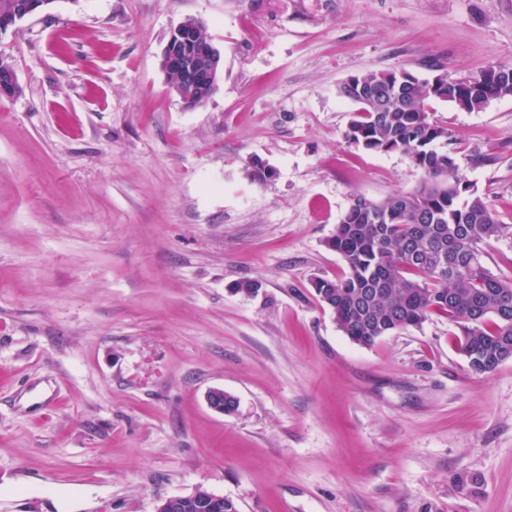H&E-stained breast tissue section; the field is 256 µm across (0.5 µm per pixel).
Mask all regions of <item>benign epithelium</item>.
Here are the masks:
<instances>
[{"mask_svg":"<svg viewBox=\"0 0 512 512\" xmlns=\"http://www.w3.org/2000/svg\"><path fill=\"white\" fill-rule=\"evenodd\" d=\"M222 66L220 52L211 39L203 36L201 22L195 18L182 21L171 33L163 50L161 68L167 74L179 77L177 96L189 107L193 100H207L213 93ZM20 90L13 64H4L0 70V96L11 97ZM199 492L178 495L160 501L155 512H183Z\"/></svg>","mask_w":512,"mask_h":512,"instance_id":"benign-epithelium-1","label":"benign epithelium"}]
</instances>
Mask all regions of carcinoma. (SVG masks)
<instances>
[{
  "label": "carcinoma",
  "mask_w": 512,
  "mask_h": 512,
  "mask_svg": "<svg viewBox=\"0 0 512 512\" xmlns=\"http://www.w3.org/2000/svg\"><path fill=\"white\" fill-rule=\"evenodd\" d=\"M382 73L350 76L341 94L357 105L349 143L371 152L407 154L422 173L409 195L393 192L360 204L356 196L327 241L347 266L345 277L313 286L341 331L361 346L443 315L461 332L470 368L495 371L498 354L512 347V280L492 276L481 245L504 230L492 205L464 180L448 145V129L427 106L443 100L465 111L486 106V95L512 96V68L491 65L443 98L417 77L397 87Z\"/></svg>",
  "instance_id": "1"
}]
</instances>
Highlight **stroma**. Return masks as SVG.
I'll return each mask as SVG.
<instances>
[{
    "instance_id": "35a3bbf8",
    "label": "stroma",
    "mask_w": 512,
    "mask_h": 512,
    "mask_svg": "<svg viewBox=\"0 0 512 512\" xmlns=\"http://www.w3.org/2000/svg\"><path fill=\"white\" fill-rule=\"evenodd\" d=\"M188 18L223 60L193 109L160 68ZM0 55V512H512V359L474 373L438 315L355 344L312 287L353 196L422 178L347 142L340 85L512 65V0H53ZM432 107L512 279V96ZM7 61L8 58L0 56V65L4 66L2 71L0 67V96L11 97L19 92L20 84L14 65ZM200 491L205 490H197L189 495H178L162 500L156 505L155 512H182L190 504V501H204V499H198ZM217 499L222 498L217 497ZM208 501L213 503L212 508H199L196 503H191L193 506L185 509L184 512H231L230 505L226 502L225 498L222 501L213 499H208Z\"/></svg>"
}]
</instances>
